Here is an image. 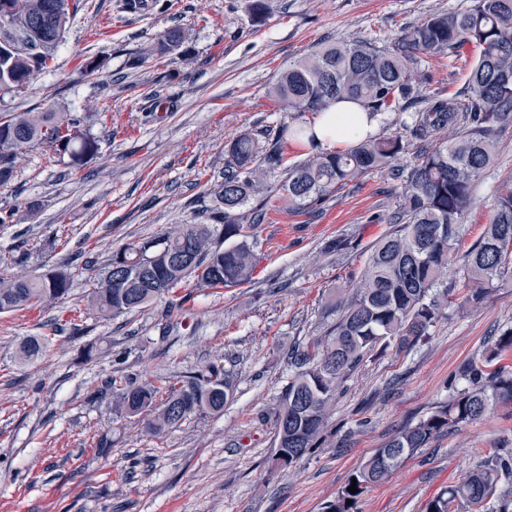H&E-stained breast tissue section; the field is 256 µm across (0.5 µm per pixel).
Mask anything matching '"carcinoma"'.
<instances>
[{"label":"carcinoma","instance_id":"carcinoma-1","mask_svg":"<svg viewBox=\"0 0 512 512\" xmlns=\"http://www.w3.org/2000/svg\"><path fill=\"white\" fill-rule=\"evenodd\" d=\"M15 25L34 23L37 41L15 40L0 56V90L19 92L33 76L50 67L65 29L59 27L55 0H5ZM186 33L171 28L160 35L157 50L174 51ZM466 44L479 49L461 107L420 92L423 61L449 57ZM272 95L286 110L323 112L339 100L357 101L372 116L397 104L424 103L405 125V134L357 136L342 152H314L283 166L278 139L301 141L307 126L281 123L244 133L224 145V181L213 189L216 204L204 224H178L157 237L133 241L112 251L107 263L88 279L86 314L115 320L156 300L167 308L182 285L236 288L253 280L258 257L255 230L266 216L272 193L298 210L321 204L351 182L385 169L400 183L393 230L373 247L360 288L334 297L325 314L336 316L325 335L288 354L291 374L275 410L274 461L289 470L318 447L339 391L349 372L377 347L402 352L429 334L444 316L452 288L444 281L460 224L473 206L476 182L490 167L499 130L512 124V0H470L464 9L435 12L403 29L387 45L359 37L318 48L284 70ZM85 118L58 112L0 115V187L14 177L19 154L33 144L52 149L78 173L99 152V139ZM415 163L405 171L393 163L409 152ZM285 177L270 182L278 168ZM465 298L460 307L482 303L493 282L512 273V187L498 196L483 236L462 263ZM72 272L51 268L38 275L0 276V314L33 307L52 308L70 296ZM44 339H24L16 359L37 358ZM512 327L500 333L481 363L463 372L469 387L457 391L415 424L398 431L353 471L325 512H355L364 492L451 427L481 419L498 399H512ZM235 384L220 365L210 363L178 380L157 377L115 389L112 411L120 416L147 415L145 431L159 436L192 414L218 415L232 398ZM356 484L357 493L348 491ZM512 512V455L475 463L463 478L446 487L426 512Z\"/></svg>","mask_w":512,"mask_h":512}]
</instances>
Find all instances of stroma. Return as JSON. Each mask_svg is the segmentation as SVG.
Returning a JSON list of instances; mask_svg holds the SVG:
<instances>
[{
  "mask_svg": "<svg viewBox=\"0 0 512 512\" xmlns=\"http://www.w3.org/2000/svg\"><path fill=\"white\" fill-rule=\"evenodd\" d=\"M79 0L49 69L0 97L1 112L87 116L100 149L79 174L47 163L36 144L0 190V274L68 265L66 303L0 314V512H323L348 476L400 428L466 387L463 369L512 326V277L479 307L460 311L462 258L489 224L499 187L512 180V125L478 181L448 265L454 290L445 319L398 353L373 351L343 384L319 448L289 473L275 470L274 411L288 382V353L323 335L325 302L353 291L373 245L387 232L398 184L376 172L331 194L318 209L274 199L257 229L262 260L253 280L189 288L174 313L162 302L115 321L78 317L86 280L113 249L177 224L199 222L224 179V144L283 117L269 90L276 76L319 46L371 36L387 40L422 16L468 0H266L253 21L249 0ZM179 27L185 51L135 55ZM476 47L421 68L423 90L448 100L464 91ZM101 58L99 75L83 64ZM106 123L94 121L95 113ZM333 240L339 251L327 250ZM80 319L81 334L53 335ZM46 336L42 358L19 364L24 337ZM100 352L86 358L88 346ZM215 363L235 379L217 416H190L154 437L115 416L108 378L179 379ZM110 445L98 447L100 437ZM512 452V401L418 450L368 488L356 512H425L441 489L478 460Z\"/></svg>",
  "mask_w": 512,
  "mask_h": 512,
  "instance_id": "obj_1",
  "label": "stroma"
}]
</instances>
